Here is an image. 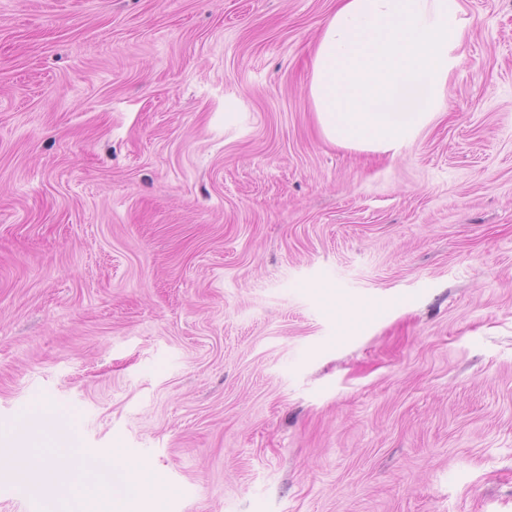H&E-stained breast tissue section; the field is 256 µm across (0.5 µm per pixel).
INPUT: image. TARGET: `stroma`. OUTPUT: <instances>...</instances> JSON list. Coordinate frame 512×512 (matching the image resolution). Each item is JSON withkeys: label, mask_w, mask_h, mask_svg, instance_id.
Segmentation results:
<instances>
[{"label": "stroma", "mask_w": 512, "mask_h": 512, "mask_svg": "<svg viewBox=\"0 0 512 512\" xmlns=\"http://www.w3.org/2000/svg\"><path fill=\"white\" fill-rule=\"evenodd\" d=\"M462 4L379 152L313 112L336 0H0V428L72 413L137 512H512V0Z\"/></svg>", "instance_id": "stroma-1"}]
</instances>
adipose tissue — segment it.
<instances>
[{
	"label": "adipose tissue",
	"mask_w": 512,
	"mask_h": 512,
	"mask_svg": "<svg viewBox=\"0 0 512 512\" xmlns=\"http://www.w3.org/2000/svg\"><path fill=\"white\" fill-rule=\"evenodd\" d=\"M470 22L461 0H337L312 59L309 93L322 135L341 147L399 150L444 105ZM53 512H82L100 491L106 512H133L142 483L114 460L85 454L72 414L36 407L0 432V474L21 456Z\"/></svg>",
	"instance_id": "ef3b65f1"
}]
</instances>
